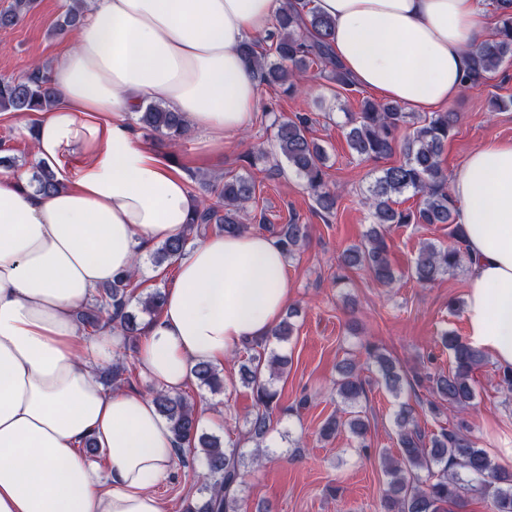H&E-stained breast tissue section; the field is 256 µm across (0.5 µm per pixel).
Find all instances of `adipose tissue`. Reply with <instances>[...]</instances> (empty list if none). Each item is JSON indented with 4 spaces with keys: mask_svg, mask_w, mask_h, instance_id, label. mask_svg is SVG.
Wrapping results in <instances>:
<instances>
[{
    "mask_svg": "<svg viewBox=\"0 0 512 512\" xmlns=\"http://www.w3.org/2000/svg\"><path fill=\"white\" fill-rule=\"evenodd\" d=\"M74 42L49 70L59 101L37 115L36 160L87 162L35 191L0 169V512H163L155 487L175 457L151 397L104 387L120 353L77 315L146 248L178 236L199 205L128 123L147 101L180 113L219 150L249 124L258 83L242 45L283 0H84ZM333 21L337 58L359 86L429 112L462 90L485 0H313ZM470 260L469 342L512 366V142L474 150L450 179ZM287 259L254 232L209 235L176 262L136 366L180 391L195 366L264 342L288 304ZM93 442L97 456L84 452Z\"/></svg>",
    "mask_w": 512,
    "mask_h": 512,
    "instance_id": "ef3b65f1",
    "label": "adipose tissue"
}]
</instances>
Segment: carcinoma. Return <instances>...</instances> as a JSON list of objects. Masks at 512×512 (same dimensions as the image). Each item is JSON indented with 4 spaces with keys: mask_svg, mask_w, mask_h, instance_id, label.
I'll use <instances>...</instances> for the list:
<instances>
[{
    "mask_svg": "<svg viewBox=\"0 0 512 512\" xmlns=\"http://www.w3.org/2000/svg\"><path fill=\"white\" fill-rule=\"evenodd\" d=\"M312 0H286L276 17L277 33L271 48L275 63L267 61L260 51L258 40L247 42L243 54L253 63L259 81L279 86L293 95L298 91L296 75L317 65L328 73L336 88L347 93L355 91L356 83L344 71L334 56L331 46L332 23L329 18L311 7ZM33 5V0H14L6 10L0 11V28L15 25L21 15ZM491 6L500 19L494 35L476 43L470 51V63L464 76L465 87L479 86L506 61L512 60V0H491ZM83 13L70 7L56 24L55 33H66L79 27ZM47 66L34 65L18 78L0 79V112L30 115L46 112L57 103V93L46 76ZM144 129L169 140L182 137L187 124L177 112L159 103H149L139 113ZM457 117L453 112L414 113L393 103L362 100L358 112L347 118L345 139L352 154L361 159H384L401 151L403 161L382 170L381 175L367 189V201L372 227L364 241L347 249L340 257L344 269H365L384 285L396 280V271L389 259L387 231L401 224H452L450 236L455 244L443 248L431 241L421 244L415 253L412 275L429 284L455 270L463 260L456 223L455 203L449 192V179L441 167L440 156L454 129ZM311 118L298 114L292 118L276 115L271 127L276 146L288 166L302 176L313 192L320 210L327 214L336 209V192L325 180L326 154L324 149L308 136ZM410 128L403 141H398L402 128ZM32 183L41 191L59 187L55 173L45 164L38 165ZM205 193L216 194L213 203L202 200L184 232L160 244L152 253L154 264L173 262L185 253L192 237L207 234L215 228L225 234L245 232L250 225L245 217L271 232L276 245L288 257L301 250L308 239V225L292 221L275 229L266 224L264 214L247 215V204L256 198V182L249 176L234 175L217 185L202 180ZM407 191L420 197L414 209L395 207L394 197ZM135 273L116 275L112 283L101 289L99 297L78 313L77 321L83 330L96 334L112 327L121 336H139L142 323L128 311L129 298ZM164 292L149 293L141 302V311L152 315L164 304ZM443 344L453 354V366L448 374L432 379L436 401L430 403L432 412L439 405L465 407L474 401L476 390L473 372L483 362L484 354L461 337L445 332ZM246 363L241 366V383L251 389L257 411L249 421L245 441L255 448L243 451L240 444L225 446L220 439L200 432L193 404L181 393L150 389L158 412L169 422L177 443V452L201 454L206 473L201 479L200 497L186 499L183 512H239L240 499L236 492L241 485L244 468L261 463L266 454L263 448L270 432V414L277 405V391L272 380L280 376L282 357L267 353L258 345L244 346ZM386 389L397 395L403 387V375L396 363L377 349L370 351ZM194 378L216 392L223 388L219 370L209 364L194 369ZM340 378L336 394L343 403L354 406L365 394V380L360 369L351 360L339 366ZM133 370L125 359H115L112 366L102 371L100 379L109 387L132 385ZM399 429L400 453L394 457L385 449H377L384 471L388 476L382 507L383 512H447L469 492L491 499L494 512H512V471L500 466L488 452L475 445L466 425L429 436L417 420L414 409L402 403L395 416ZM346 426L355 436L363 439L368 423L360 414L341 421L330 416L321 429V435L336 434Z\"/></svg>",
    "mask_w": 512,
    "mask_h": 512,
    "instance_id": "cac0c4a2",
    "label": "carcinoma"
}]
</instances>
